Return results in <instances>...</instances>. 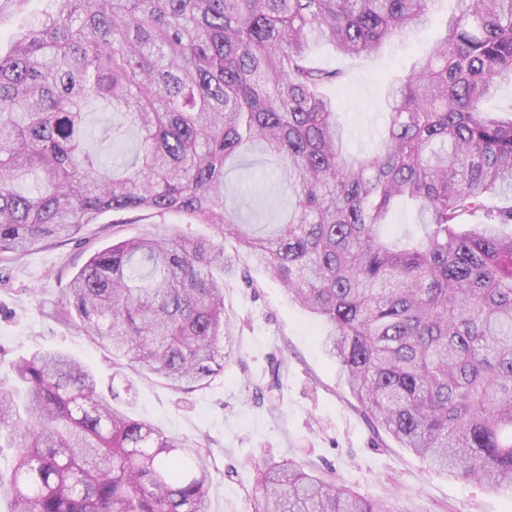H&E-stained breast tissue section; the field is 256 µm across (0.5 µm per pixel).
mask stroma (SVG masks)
I'll use <instances>...</instances> for the list:
<instances>
[{
    "mask_svg": "<svg viewBox=\"0 0 512 512\" xmlns=\"http://www.w3.org/2000/svg\"><path fill=\"white\" fill-rule=\"evenodd\" d=\"M45 6L46 0H0L1 52ZM451 6V0H439L429 29L373 56L348 58L324 44L313 47L320 65L346 74L344 85L327 94L336 102L351 153L379 151L386 79L408 69L417 52L441 34ZM226 185L238 195L239 214L249 224L281 223L294 206L274 161L257 148L228 172ZM168 231L205 239L216 234L182 214L116 224L107 213L84 225L75 239L0 255V360L66 351L88 365L102 390H119L118 405L130 415L206 445L210 512H252L256 467L271 456L295 460L389 512H512V496L441 474L378 429L322 351L319 338L327 325L289 300L280 283L234 241L224 243L231 258L224 272V307L240 327L223 373L201 389L179 393L161 380L118 369L93 340L51 315L71 277L93 253L121 238ZM276 361L285 370L271 400L263 387Z\"/></svg>",
    "mask_w": 512,
    "mask_h": 512,
    "instance_id": "1",
    "label": "stroma"
}]
</instances>
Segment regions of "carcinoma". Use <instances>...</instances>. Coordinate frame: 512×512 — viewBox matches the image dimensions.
<instances>
[{"instance_id":"obj_1","label":"carcinoma","mask_w":512,"mask_h":512,"mask_svg":"<svg viewBox=\"0 0 512 512\" xmlns=\"http://www.w3.org/2000/svg\"><path fill=\"white\" fill-rule=\"evenodd\" d=\"M0 54V254L117 224L187 216L218 240L162 234L95 252L54 314L120 369L190 392L224 372V240L251 252L320 337L371 417L439 471L512 493V0H454L445 34L391 82L382 150L351 157L323 90L325 42L379 53L431 22L436 0H47ZM112 119L88 133L86 107ZM137 128L115 176L100 145ZM296 202L262 232L239 221L226 167L255 147ZM424 237L380 235L399 203ZM14 435L0 512H208L210 449L115 407L74 356L4 363ZM253 512H385L287 459L257 466Z\"/></svg>"}]
</instances>
